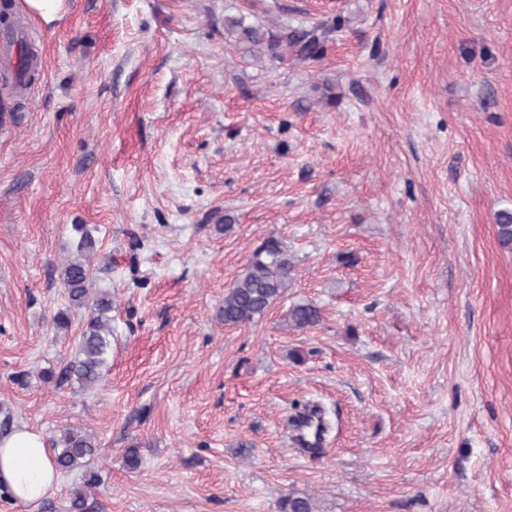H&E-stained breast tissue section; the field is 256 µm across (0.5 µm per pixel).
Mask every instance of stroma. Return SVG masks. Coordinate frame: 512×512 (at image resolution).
Segmentation results:
<instances>
[{"mask_svg":"<svg viewBox=\"0 0 512 512\" xmlns=\"http://www.w3.org/2000/svg\"><path fill=\"white\" fill-rule=\"evenodd\" d=\"M65 3L0 91V415L96 435L94 512H512V0ZM246 25L331 35L279 61ZM76 224L112 266L91 389L45 378ZM272 237L292 283L225 326ZM321 319L320 310L311 304H296L289 310L284 320L287 331H301L317 324Z\"/></svg>","mask_w":512,"mask_h":512,"instance_id":"stroma-1","label":"stroma"}]
</instances>
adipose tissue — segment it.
<instances>
[{"label":"adipose tissue","instance_id":"adipose-tissue-1","mask_svg":"<svg viewBox=\"0 0 512 512\" xmlns=\"http://www.w3.org/2000/svg\"><path fill=\"white\" fill-rule=\"evenodd\" d=\"M58 482L59 472L41 434L23 425L0 438V493L35 504Z\"/></svg>","mask_w":512,"mask_h":512}]
</instances>
